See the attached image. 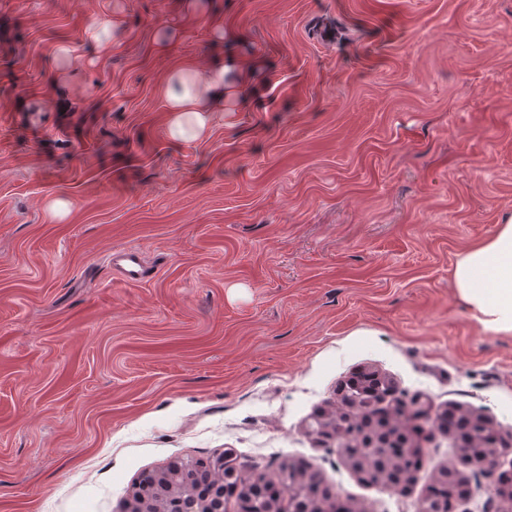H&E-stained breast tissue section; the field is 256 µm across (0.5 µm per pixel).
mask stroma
<instances>
[{
	"mask_svg": "<svg viewBox=\"0 0 512 512\" xmlns=\"http://www.w3.org/2000/svg\"><path fill=\"white\" fill-rule=\"evenodd\" d=\"M194 2L0 0V512H122L144 474L227 452L269 479L305 459L360 512H417L449 467L454 512H497L454 434L400 491L307 430L370 368L512 439V334L452 280L512 214V0ZM116 12L97 55L85 21ZM223 55L255 92L172 142L158 83ZM119 258L123 279L126 283H135L142 276L141 255L136 248H126L113 254V259ZM123 262V264H121Z\"/></svg>",
	"mask_w": 512,
	"mask_h": 512,
	"instance_id": "1",
	"label": "stroma"
}]
</instances>
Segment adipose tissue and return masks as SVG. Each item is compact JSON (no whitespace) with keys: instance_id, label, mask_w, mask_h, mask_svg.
Returning a JSON list of instances; mask_svg holds the SVG:
<instances>
[{"instance_id":"obj_1","label":"adipose tissue","mask_w":512,"mask_h":512,"mask_svg":"<svg viewBox=\"0 0 512 512\" xmlns=\"http://www.w3.org/2000/svg\"><path fill=\"white\" fill-rule=\"evenodd\" d=\"M252 77L251 70L235 61L188 60L170 69L157 87L168 137L176 142L207 141L213 125ZM453 283L483 329L512 334V217L457 260Z\"/></svg>"}]
</instances>
